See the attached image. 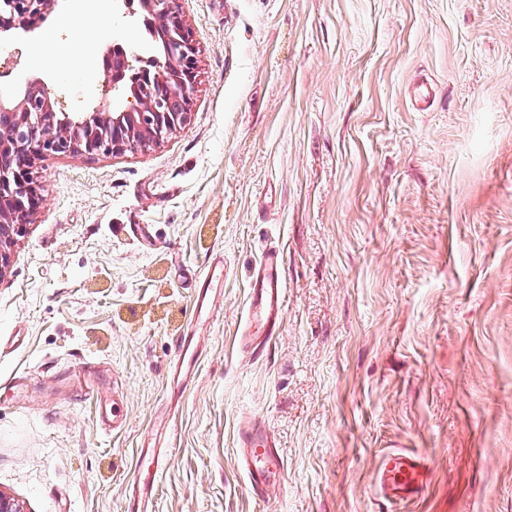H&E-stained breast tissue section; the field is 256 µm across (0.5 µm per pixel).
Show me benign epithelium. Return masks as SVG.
I'll return each instance as SVG.
<instances>
[{"instance_id": "benign-epithelium-1", "label": "benign epithelium", "mask_w": 512, "mask_h": 512, "mask_svg": "<svg viewBox=\"0 0 512 512\" xmlns=\"http://www.w3.org/2000/svg\"><path fill=\"white\" fill-rule=\"evenodd\" d=\"M160 17L172 31L174 52L156 65L154 83L138 97V111L74 112L58 122L45 119L51 109L48 99L38 96L40 82L27 83L18 100L0 98V129L15 131L12 144L0 145V277L10 261V247L21 235L37 206L39 186L33 175L36 159L76 150L100 155L136 150L147 143H160L187 119L190 90L198 74L196 49L182 20L177 0H163ZM58 0H0V40L17 30L31 32L30 16L46 20ZM183 92L184 111L160 112L154 102L174 92Z\"/></svg>"}]
</instances>
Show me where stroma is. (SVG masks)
<instances>
[{"instance_id":"obj_1","label":"stroma","mask_w":512,"mask_h":512,"mask_svg":"<svg viewBox=\"0 0 512 512\" xmlns=\"http://www.w3.org/2000/svg\"><path fill=\"white\" fill-rule=\"evenodd\" d=\"M178 5L198 51L184 124L35 166L43 202L0 276V492L19 512H126L141 444L165 428L151 512H512V0ZM71 8L0 42L29 55L5 93L38 78L56 111L111 106L82 56L57 70L41 48L70 42ZM85 24L94 57L117 31L133 67L154 54L135 0ZM269 246L283 321L252 357ZM219 255L221 315L200 327L195 279ZM247 419L285 463L263 499L236 447ZM390 450L427 461L420 499L375 495ZM282 269L280 249L273 246L264 248L255 267L246 308L248 335L259 339V345L276 335L282 319L285 284ZM254 325H257V330L250 332ZM178 361L173 369V376L180 381L182 385L192 381L195 375V367L199 360V355L194 343V336H183L177 351Z\"/></svg>"}]
</instances>
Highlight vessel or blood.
Masks as SVG:
<instances>
[{"mask_svg":"<svg viewBox=\"0 0 512 512\" xmlns=\"http://www.w3.org/2000/svg\"><path fill=\"white\" fill-rule=\"evenodd\" d=\"M283 255L279 248H264L255 268L248 294L246 320L256 327L260 342H269L280 325L284 304ZM224 280V263L216 261L200 274L197 281V299L206 301L215 284ZM178 361L173 376L181 383L192 381L199 360L193 337H182L177 351ZM241 461L249 486L254 494H263L268 482L283 467L280 456L274 451L259 425L241 428L238 433ZM140 481L138 498L148 500L154 494L155 480L163 469L162 456L145 453L139 458ZM429 467L418 455L390 452L383 456L373 478V488L384 499L421 497L427 486Z\"/></svg>","mask_w":512,"mask_h":512,"instance_id":"1","label":"vessel or blood"}]
</instances>
